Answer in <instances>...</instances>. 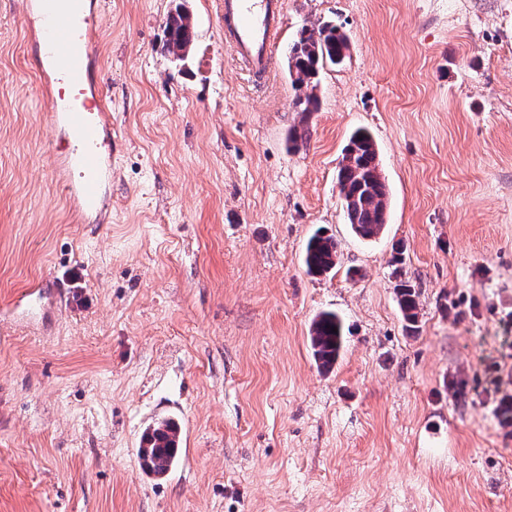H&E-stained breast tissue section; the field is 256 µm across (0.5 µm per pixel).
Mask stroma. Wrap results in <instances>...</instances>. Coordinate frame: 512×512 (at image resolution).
<instances>
[{
	"instance_id": "1",
	"label": "stroma",
	"mask_w": 512,
	"mask_h": 512,
	"mask_svg": "<svg viewBox=\"0 0 512 512\" xmlns=\"http://www.w3.org/2000/svg\"><path fill=\"white\" fill-rule=\"evenodd\" d=\"M101 3L82 92L119 142L102 222L74 224L26 0H0V512H512V0H285L262 83L223 0ZM327 21L349 50L305 118L286 52ZM359 127L389 190L373 241L336 181ZM317 231L335 274L306 272ZM159 418L181 425L162 480L137 457ZM182 8H176L166 19L165 29L167 33V48L177 60H185L188 57L190 49L186 53H180L177 49L181 46L192 44L194 32L190 15ZM191 48V47H190ZM396 294L406 329L411 332H417L419 328V313L415 286L409 281H404L396 288ZM336 328L337 332H332ZM344 328L341 317L335 311H322L315 316L310 330L313 356L324 370L332 368L344 346Z\"/></svg>"
}]
</instances>
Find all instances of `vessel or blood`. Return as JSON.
Instances as JSON below:
<instances>
[{
    "mask_svg": "<svg viewBox=\"0 0 512 512\" xmlns=\"http://www.w3.org/2000/svg\"><path fill=\"white\" fill-rule=\"evenodd\" d=\"M283 5L284 0H224L229 43L254 77L268 73ZM34 9L26 21L37 26L53 80L83 82L97 15L85 10L84 0H35ZM53 110L70 146L67 153L56 156L54 164L60 171L71 167L80 171L78 181L65 183L64 194L82 222L98 213L102 186L112 179V121L108 113L76 112L64 102H54Z\"/></svg>",
    "mask_w": 512,
    "mask_h": 512,
    "instance_id": "b4317fda",
    "label": "vessel or blood"
}]
</instances>
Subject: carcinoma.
<instances>
[{
  "mask_svg": "<svg viewBox=\"0 0 512 512\" xmlns=\"http://www.w3.org/2000/svg\"><path fill=\"white\" fill-rule=\"evenodd\" d=\"M167 48L178 60L186 53L178 52L192 44L194 32L190 15L175 9L166 19ZM347 38L336 26L322 24L303 28L288 55V75L297 88L317 81L324 63L338 64L345 58ZM339 194L352 232L363 240L378 238L388 219V191L380 174L378 152L372 134L356 129L349 137L337 172ZM338 258L335 239L322 233L312 235L306 244L304 263L308 273L323 276L331 273ZM397 301L406 329H418L419 313L415 286L404 281L396 288ZM313 356L319 366L332 368L344 346L341 317L334 311H322L315 316L310 330ZM178 424L171 418L154 423L144 434L138 457L141 467L149 474L162 478L177 463Z\"/></svg>",
  "mask_w": 512,
  "mask_h": 512,
  "instance_id": "1",
  "label": "carcinoma"
}]
</instances>
